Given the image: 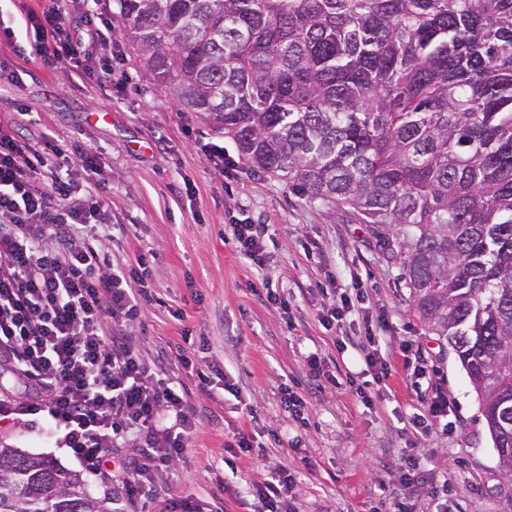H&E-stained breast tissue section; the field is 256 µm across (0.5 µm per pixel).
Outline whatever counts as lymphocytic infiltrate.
I'll use <instances>...</instances> for the list:
<instances>
[{"instance_id":"obj_1","label":"lymphocytic infiltrate","mask_w":512,"mask_h":512,"mask_svg":"<svg viewBox=\"0 0 512 512\" xmlns=\"http://www.w3.org/2000/svg\"><path fill=\"white\" fill-rule=\"evenodd\" d=\"M23 16L47 64L65 65L83 83L112 77L111 65L81 52L85 39L103 36L112 19L99 0H40ZM97 173V154L77 157ZM66 145L35 148L16 121H0V373L23 386L19 415L40 418L87 472L112 484V512L162 491L196 427L186 389L152 367L127 330L152 299L145 256L126 269L106 267L95 232L107 216L98 196H76ZM116 326L105 333V320ZM355 347L383 383L390 375L380 338L341 337ZM136 441L135 457L119 454ZM288 468L252 482L257 512H297Z\"/></svg>"}]
</instances>
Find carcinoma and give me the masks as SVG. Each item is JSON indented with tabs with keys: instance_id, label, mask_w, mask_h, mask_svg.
Instances as JSON below:
<instances>
[{
	"instance_id": "obj_1",
	"label": "carcinoma",
	"mask_w": 512,
	"mask_h": 512,
	"mask_svg": "<svg viewBox=\"0 0 512 512\" xmlns=\"http://www.w3.org/2000/svg\"><path fill=\"white\" fill-rule=\"evenodd\" d=\"M143 79L254 172L371 224L512 476V0H116ZM0 444V512H112Z\"/></svg>"
}]
</instances>
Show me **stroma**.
I'll return each mask as SVG.
<instances>
[{
    "label": "stroma",
    "mask_w": 512,
    "mask_h": 512,
    "mask_svg": "<svg viewBox=\"0 0 512 512\" xmlns=\"http://www.w3.org/2000/svg\"><path fill=\"white\" fill-rule=\"evenodd\" d=\"M111 81L81 83L41 56H15L0 46V119H20L34 137L48 136L97 152L99 196L112 223V268L148 254L146 281L154 300L130 327L145 359L184 385L199 415L186 454L168 483L201 512H254L252 480L279 467L294 475L300 512H388L397 492L392 471L406 452L418 455L424 484L416 512H512V479L499 464L476 392L445 342L429 335L407 301L399 266L387 260L373 228L297 195L279 178L251 171L223 133L199 114L177 107L168 89L142 77L135 46L115 29ZM221 145L231 167L207 160ZM263 224L266 264L240 258L232 227ZM361 286L362 297L339 327L320 315L334 288ZM284 294L280 312L266 290ZM193 337L183 339V326ZM414 340L423 374L395 363L373 405H363L347 376L372 380L356 352L337 351V336L369 329ZM322 357L328 377H311L309 353ZM218 369L210 390L194 386L180 356ZM236 384V392L224 389ZM448 397V417L420 434L408 419L432 390ZM307 402L304 421L280 406L282 391ZM20 397L0 380V440L76 463L34 416L9 413ZM253 434L251 454L230 457L233 433Z\"/></svg>",
    "instance_id": "1"
}]
</instances>
